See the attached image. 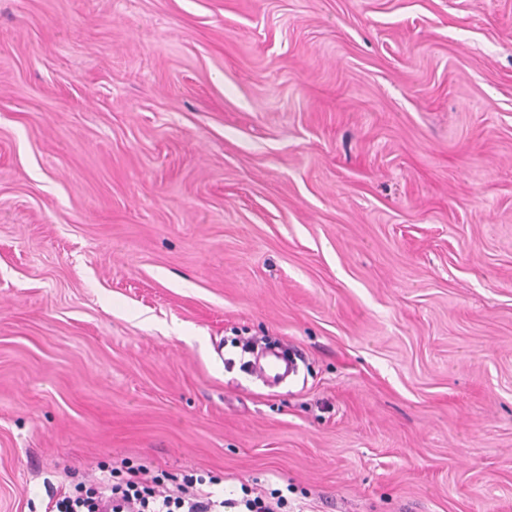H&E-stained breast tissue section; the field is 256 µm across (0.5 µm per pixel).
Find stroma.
<instances>
[{
	"mask_svg": "<svg viewBox=\"0 0 512 512\" xmlns=\"http://www.w3.org/2000/svg\"><path fill=\"white\" fill-rule=\"evenodd\" d=\"M124 462L512 512V0H0V512ZM298 370L295 351L286 346H272L256 361L253 374L269 386L279 385Z\"/></svg>",
	"mask_w": 512,
	"mask_h": 512,
	"instance_id": "stroma-1",
	"label": "stroma"
}]
</instances>
